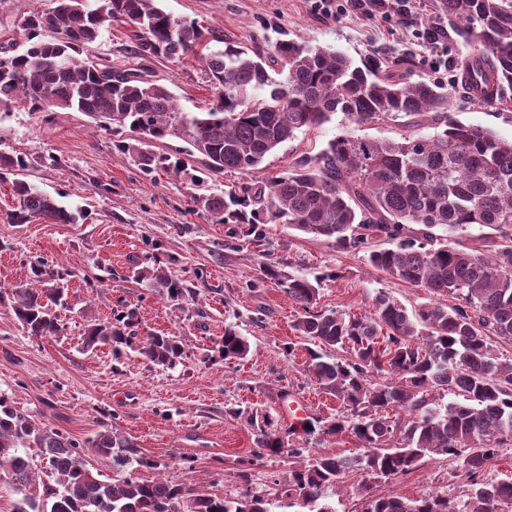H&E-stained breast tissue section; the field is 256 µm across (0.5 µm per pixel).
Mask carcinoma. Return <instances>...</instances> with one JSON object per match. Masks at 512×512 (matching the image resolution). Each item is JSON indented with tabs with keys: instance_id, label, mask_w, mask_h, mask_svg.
<instances>
[{
	"instance_id": "cac0c4a2",
	"label": "carcinoma",
	"mask_w": 512,
	"mask_h": 512,
	"mask_svg": "<svg viewBox=\"0 0 512 512\" xmlns=\"http://www.w3.org/2000/svg\"><path fill=\"white\" fill-rule=\"evenodd\" d=\"M159 0H54L48 10L20 22L23 49L0 47V115L19 104L53 119L82 112L105 131L121 133L115 147L147 177L178 174L184 160L151 149L150 140L175 137L186 155L208 159L214 175L240 179L224 195L192 196L197 210L237 232L247 244L266 241L267 224H282L342 249H366V260L388 277L425 288L429 302L412 311L384 291L370 314L316 310L318 283L282 281L272 265L263 275L286 289L301 309L293 324L305 342L306 370L325 393L349 407L308 421L314 447L285 449L270 432L273 419L250 415L259 430L256 457L293 458L273 494L245 492L236 499L162 476L143 480L141 469L167 464L104 427L78 442L17 407L0 392V487L16 500L14 512H336L324 503L355 471L360 487L385 488L364 498L362 512H512V479H496L488 463L512 446V360L496 344L512 342V140L448 112V89L396 73L404 62L379 58L364 68L342 53L295 41L265 56L224 39L216 29L172 16ZM434 19L475 47L460 65V79L479 101L504 98L512 88V0H436ZM119 23L129 27L143 60L179 62L195 57L216 91L204 112H186L145 68L86 65L76 54ZM57 34L53 42L41 32ZM341 113L348 123L425 126L431 135L379 140L346 130L315 154L303 153L287 169L253 178L267 155L297 133ZM27 161L0 151V183L11 185L8 224H77L82 212L23 179ZM32 282L11 289V309L33 336H56L60 319L50 305L64 301L72 276L43 261L31 265ZM137 279L172 301L186 289L160 266ZM453 305H448V300ZM129 307L90 324L83 349H131L150 362L173 366L182 343L165 333H139ZM224 359H243L248 342L230 326L218 341ZM342 351L344 355H330ZM450 391L461 401L439 403ZM346 433L359 452L320 449L326 437ZM112 466L103 480L88 464ZM436 456L451 462L457 491L408 498L390 488Z\"/></svg>"
}]
</instances>
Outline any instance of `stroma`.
<instances>
[{
	"label": "stroma",
	"mask_w": 512,
	"mask_h": 512,
	"mask_svg": "<svg viewBox=\"0 0 512 512\" xmlns=\"http://www.w3.org/2000/svg\"><path fill=\"white\" fill-rule=\"evenodd\" d=\"M172 15L223 32L226 40L263 52L296 41L339 51L356 65L378 56L410 59L412 80L435 79L451 87L449 110L465 123L493 129L512 139V105L486 104L454 89L455 64L464 43L448 39L446 69L429 67L425 48L415 38L431 20L432 0H413L411 14L387 20L378 15L326 16L312 0H159ZM51 0H0V45L21 46V17L49 9ZM80 60L137 68L147 66L185 110L206 109L215 91L195 59L141 61L129 30L103 31L79 52ZM346 123L334 115L311 131L298 134L266 157L260 176L282 172L297 154L318 150L341 134ZM113 136L97 129L80 112H60L44 121L41 113L16 107L0 122V150L23 156L24 177L64 204L85 210L80 224H8V186H0V290L29 282L30 265L44 261L72 270L69 306L59 310V336L30 335L9 304L0 303V391L21 409L64 435L81 441L101 426H114L149 456L169 462L165 476L192 483L228 498L244 486L263 492L285 477L287 455L253 463L257 429L245 414L269 412L273 430L290 446L305 438L302 425L288 415L304 404L311 419L341 409L340 401L321 392L304 371V350L286 355L294 341L292 324L300 309L284 289L265 279L263 262L283 276L321 278L318 307L366 314L383 290L410 308L428 302L425 289L389 278L371 268L364 252L336 248L331 242L267 227L266 256L229 238L224 225L191 209L194 193L221 194L233 176L214 178L206 160L191 158L186 173L143 176L112 145ZM160 263L190 293L173 302L136 280V265ZM135 307L141 331L178 336L181 364L167 368L130 354L114 357L110 347L82 349L92 320L111 317L120 305ZM235 326L250 345L245 358L224 360L217 341L225 326ZM189 459L192 470L180 462ZM249 480H242L243 467ZM448 462L437 457L398 479L394 487L414 498L450 484Z\"/></svg>",
	"instance_id": "1"
}]
</instances>
